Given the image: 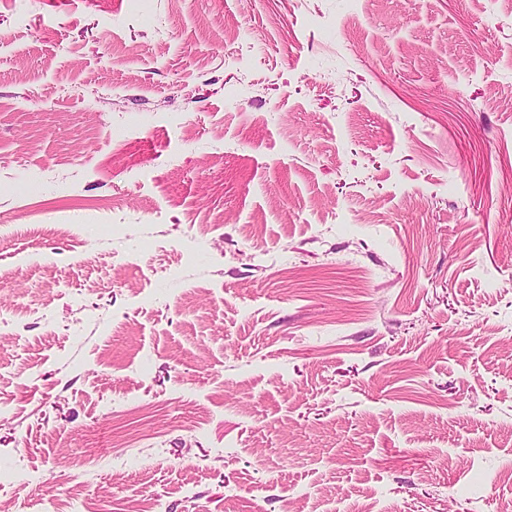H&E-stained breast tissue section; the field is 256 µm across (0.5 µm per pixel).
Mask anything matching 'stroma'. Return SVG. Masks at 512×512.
I'll return each mask as SVG.
<instances>
[{
	"label": "stroma",
	"mask_w": 512,
	"mask_h": 512,
	"mask_svg": "<svg viewBox=\"0 0 512 512\" xmlns=\"http://www.w3.org/2000/svg\"><path fill=\"white\" fill-rule=\"evenodd\" d=\"M512 0H0L7 512H512Z\"/></svg>",
	"instance_id": "obj_1"
}]
</instances>
